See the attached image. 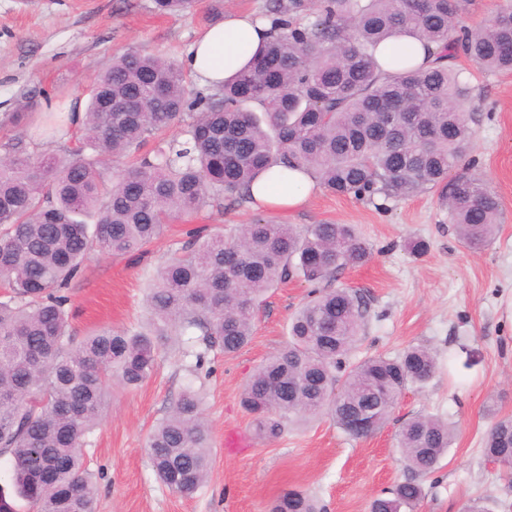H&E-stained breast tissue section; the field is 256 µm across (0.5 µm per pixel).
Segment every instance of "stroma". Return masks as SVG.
Masks as SVG:
<instances>
[{
    "mask_svg": "<svg viewBox=\"0 0 512 512\" xmlns=\"http://www.w3.org/2000/svg\"><path fill=\"white\" fill-rule=\"evenodd\" d=\"M209 4L198 0L192 12L158 16L152 0H0V139L23 137L31 151L46 155L74 147L76 127L51 137L42 131L39 111L21 113L15 124L8 118L28 98L84 104L90 80L114 55L131 49L184 62L211 25ZM459 65L472 88L465 105L475 130L469 159L501 202L498 233L484 250L460 245L440 189L397 201H358L320 188L307 205L288 213L247 202L205 208L167 225L142 255L91 253L64 290L76 336L101 327L135 328L147 319L153 277L180 253L190 229L231 228L258 217L351 224L373 250L368 263L336 281L368 302L366 337L356 358L424 345L436 354L435 376L406 389L371 436L352 438L326 414L278 438L258 436L241 393L256 367L286 344L289 319L306 299L308 286L290 281L267 294L251 341L238 353L215 348L200 364L182 345L165 340L141 387L112 386L107 413L84 447L99 488L96 512H268L288 489L314 496L322 512H369L375 497L407 478L397 434L420 413L448 420L455 437L439 468L424 478L414 512H465L477 498L488 512H512V482L483 450L492 416H512V75L481 71L465 59ZM420 239L429 249L418 256L409 244ZM188 389L203 399L211 464L206 483L185 497L157 480L146 441ZM231 430L245 447H225Z\"/></svg>",
    "mask_w": 512,
    "mask_h": 512,
    "instance_id": "stroma-1",
    "label": "stroma"
}]
</instances>
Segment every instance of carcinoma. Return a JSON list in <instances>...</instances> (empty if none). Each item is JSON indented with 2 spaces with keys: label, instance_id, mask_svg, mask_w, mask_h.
Here are the masks:
<instances>
[{
  "label": "carcinoma",
  "instance_id": "obj_1",
  "mask_svg": "<svg viewBox=\"0 0 512 512\" xmlns=\"http://www.w3.org/2000/svg\"><path fill=\"white\" fill-rule=\"evenodd\" d=\"M468 2L267 0L263 44L221 86L190 95L175 60L130 50L93 77L76 147L45 156L21 138L0 145V454L10 455L16 494L34 512H95L82 447L112 383L139 387L169 336L238 352L263 297L292 279L312 288L309 300L290 319L286 346L241 394L258 433L277 437L325 411L347 435L367 437L407 385L434 376L435 354L423 346L352 359L367 302L332 284L371 251L350 224L257 218L227 235L192 229L186 253L153 280L150 318L138 330L102 328L76 340L61 290L91 252H140L170 223L226 199H252L254 181L274 167L309 172L331 193L359 200L408 198L445 181L458 241L490 245L499 198L474 174L448 180L474 138L461 109L470 86L457 60L512 72V4L472 28L462 24ZM192 7L153 0L160 14ZM397 36L420 42L430 60L413 65L406 45L383 70L376 51ZM183 117L186 137H164ZM452 438L440 418L405 421L399 447L411 476L374 498L370 512H413L423 497L419 478L436 469ZM209 440L198 393L187 390L147 442L159 480L180 495L196 493L209 474ZM484 446L512 468V417L495 419ZM271 512L320 510L291 490Z\"/></svg>",
  "mask_w": 512,
  "mask_h": 512
}]
</instances>
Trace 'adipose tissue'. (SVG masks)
<instances>
[{"mask_svg": "<svg viewBox=\"0 0 512 512\" xmlns=\"http://www.w3.org/2000/svg\"><path fill=\"white\" fill-rule=\"evenodd\" d=\"M265 31V25L248 15L227 14L223 22L212 25L196 39L186 66L201 84L218 87L251 60ZM316 188L310 173L292 171L279 190L269 189L268 179L263 176L253 184L251 193L267 208L294 210L303 207Z\"/></svg>", "mask_w": 512, "mask_h": 512, "instance_id": "obj_1", "label": "adipose tissue"}]
</instances>
